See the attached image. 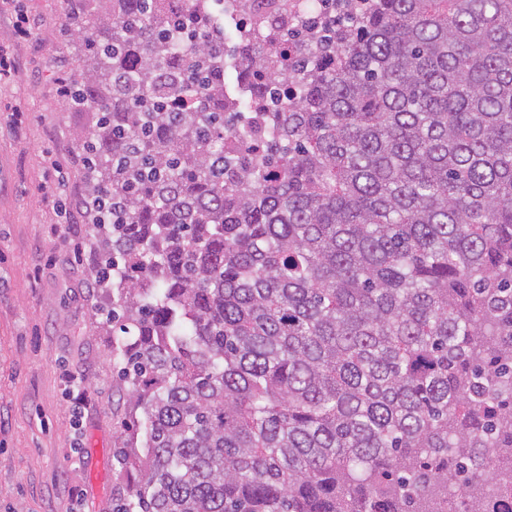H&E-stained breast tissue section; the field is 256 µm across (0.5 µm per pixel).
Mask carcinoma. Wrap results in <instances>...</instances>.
<instances>
[{
    "label": "carcinoma",
    "instance_id": "cac0c4a2",
    "mask_svg": "<svg viewBox=\"0 0 512 512\" xmlns=\"http://www.w3.org/2000/svg\"><path fill=\"white\" fill-rule=\"evenodd\" d=\"M99 2L73 90L112 203L89 274L130 406L115 512H435L461 479V512H495L512 0H321V23L239 47L267 112L238 111L223 33L180 40L208 0Z\"/></svg>",
    "mask_w": 512,
    "mask_h": 512
}]
</instances>
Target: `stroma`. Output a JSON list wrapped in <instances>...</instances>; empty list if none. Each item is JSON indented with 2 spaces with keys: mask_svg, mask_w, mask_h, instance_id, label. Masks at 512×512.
Returning a JSON list of instances; mask_svg holds the SVG:
<instances>
[{
  "mask_svg": "<svg viewBox=\"0 0 512 512\" xmlns=\"http://www.w3.org/2000/svg\"><path fill=\"white\" fill-rule=\"evenodd\" d=\"M32 15L37 42L14 44L18 11ZM64 0H0V45H13L18 72L0 81V122L28 114L21 136L0 132V512H112L120 466L115 423L128 410L107 358L112 326L99 313L105 289L88 290L92 254L74 261L57 232L60 212L44 199L42 148L68 159L72 191L90 113L65 109L52 80L74 67L57 36ZM80 379L81 406L66 375Z\"/></svg>",
  "mask_w": 512,
  "mask_h": 512,
  "instance_id": "stroma-1",
  "label": "stroma"
}]
</instances>
